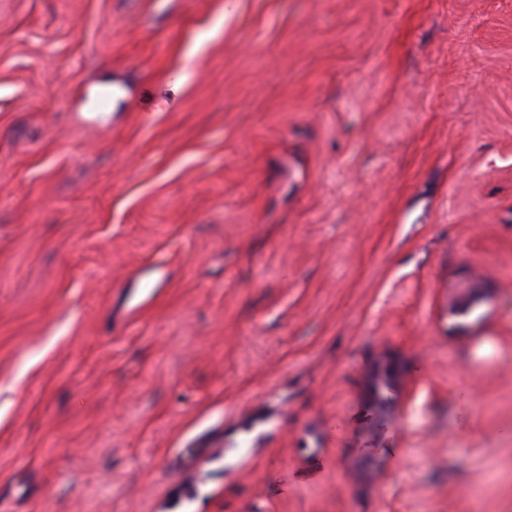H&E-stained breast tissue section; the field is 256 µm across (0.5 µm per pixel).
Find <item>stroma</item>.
<instances>
[{"mask_svg": "<svg viewBox=\"0 0 512 512\" xmlns=\"http://www.w3.org/2000/svg\"><path fill=\"white\" fill-rule=\"evenodd\" d=\"M0 512H512V0H0Z\"/></svg>", "mask_w": 512, "mask_h": 512, "instance_id": "stroma-1", "label": "stroma"}]
</instances>
